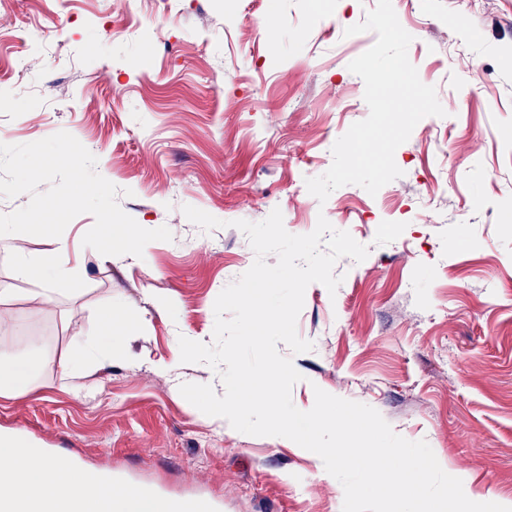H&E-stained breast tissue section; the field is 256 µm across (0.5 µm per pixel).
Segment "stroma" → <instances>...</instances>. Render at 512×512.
I'll return each mask as SVG.
<instances>
[{
  "mask_svg": "<svg viewBox=\"0 0 512 512\" xmlns=\"http://www.w3.org/2000/svg\"><path fill=\"white\" fill-rule=\"evenodd\" d=\"M376 0H9L0 41V143L59 131L124 189L121 207L173 238L142 257L83 246L94 218L63 233L77 286L50 292L0 251V350L42 352L35 387L0 397V439L220 512H342L341 484L295 443L192 412L184 383L224 387L207 364L174 363L179 337L212 343L214 302L254 252L237 220L280 209L302 235L318 217L369 249L308 286L291 354L294 405L315 389L375 408L423 440L469 493L512 497V0H392L420 80L445 116L395 152L402 177L377 195L346 185L326 202L305 180L369 108L349 63L376 41L345 36ZM222 220L206 232L182 206ZM130 321L112 354L61 381L75 330L106 308Z\"/></svg>",
  "mask_w": 512,
  "mask_h": 512,
  "instance_id": "35a3bbf8",
  "label": "stroma"
}]
</instances>
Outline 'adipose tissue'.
Returning a JSON list of instances; mask_svg holds the SVG:
<instances>
[{
	"instance_id": "adipose-tissue-1",
	"label": "adipose tissue",
	"mask_w": 512,
	"mask_h": 512,
	"mask_svg": "<svg viewBox=\"0 0 512 512\" xmlns=\"http://www.w3.org/2000/svg\"><path fill=\"white\" fill-rule=\"evenodd\" d=\"M0 249L12 255L21 273L37 272L44 283L57 291L73 289L74 281L61 271L56 253L38 260H30L13 225H0ZM122 321L112 312H105L97 330L78 331L73 338L76 355L63 369L67 378L76 377L79 368L99 358L112 346V332ZM32 358L0 357V396L16 397L29 391L33 385ZM9 457L13 468L0 469V503L12 507L13 512H61L64 505L80 502L84 512H158L149 501L134 500L123 495L112 496L100 502L80 479L58 475L51 460L27 448H0V458Z\"/></svg>"
}]
</instances>
